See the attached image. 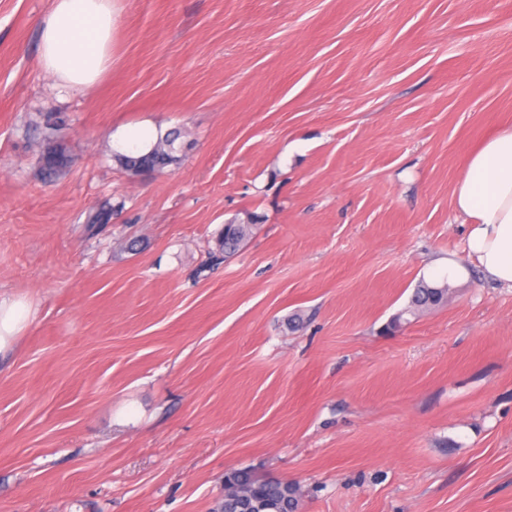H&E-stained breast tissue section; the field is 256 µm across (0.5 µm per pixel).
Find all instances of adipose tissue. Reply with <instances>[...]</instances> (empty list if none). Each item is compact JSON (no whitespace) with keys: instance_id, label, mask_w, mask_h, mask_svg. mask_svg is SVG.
Masks as SVG:
<instances>
[{"instance_id":"1","label":"adipose tissue","mask_w":512,"mask_h":512,"mask_svg":"<svg viewBox=\"0 0 512 512\" xmlns=\"http://www.w3.org/2000/svg\"><path fill=\"white\" fill-rule=\"evenodd\" d=\"M116 0H52L40 18L42 67L68 89L91 91L112 62ZM469 231L468 257L493 282L512 288V127L474 151L453 193Z\"/></svg>"}]
</instances>
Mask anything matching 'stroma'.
Listing matches in <instances>:
<instances>
[{"label": "stroma", "mask_w": 512, "mask_h": 512, "mask_svg": "<svg viewBox=\"0 0 512 512\" xmlns=\"http://www.w3.org/2000/svg\"><path fill=\"white\" fill-rule=\"evenodd\" d=\"M49 7L0 0V292L30 310L0 512H220L232 469L297 512H512V289L445 273L512 125V0H118L89 95L38 64ZM148 126L179 161L129 175L112 135ZM423 282L446 301L406 314ZM45 129V140L47 147L40 156L41 169L46 177H54L70 167L71 157L65 152L60 144L50 145V142L57 137V133L63 129L61 125L53 121L52 116H47ZM252 228L253 225L250 224H224L218 248L211 256L212 261L222 260L225 262L237 254L251 235Z\"/></svg>", "instance_id": "stroma-1"}]
</instances>
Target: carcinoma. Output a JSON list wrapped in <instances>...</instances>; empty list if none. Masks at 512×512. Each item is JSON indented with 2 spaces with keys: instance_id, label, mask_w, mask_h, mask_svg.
I'll return each instance as SVG.
<instances>
[{
  "instance_id": "1",
  "label": "carcinoma",
  "mask_w": 512,
  "mask_h": 512,
  "mask_svg": "<svg viewBox=\"0 0 512 512\" xmlns=\"http://www.w3.org/2000/svg\"><path fill=\"white\" fill-rule=\"evenodd\" d=\"M45 140L49 145L40 156L41 169L45 176L54 177L70 167L71 157L59 144H50L57 137L62 126L46 118ZM178 134L168 132L145 152L119 153L116 155L120 165L136 174L162 171L176 163L178 157L175 147ZM115 207L105 202L97 207L88 217L86 227L92 231L104 224L110 223ZM251 224H226L212 261H227L237 254L251 235ZM448 289L435 288L428 284L421 285L412 297L410 306L406 309L409 314L419 309L440 304L446 299ZM298 494L295 483L288 485L281 480L272 478L260 479L245 469L231 470L224 475V507L223 512H296Z\"/></svg>"
}]
</instances>
